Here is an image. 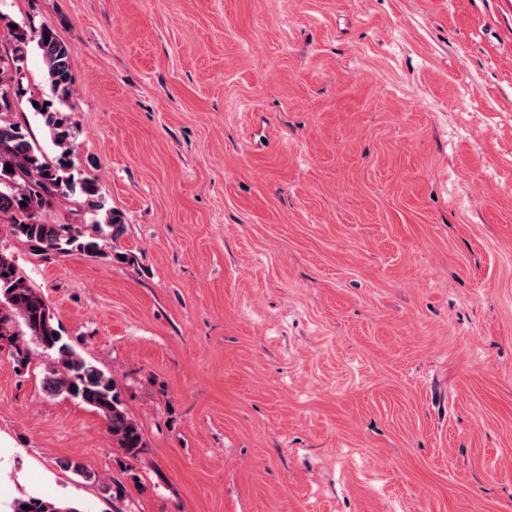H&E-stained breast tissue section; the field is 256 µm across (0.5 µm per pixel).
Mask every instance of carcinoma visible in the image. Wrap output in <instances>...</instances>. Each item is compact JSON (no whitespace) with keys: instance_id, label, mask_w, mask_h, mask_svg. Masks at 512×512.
Here are the masks:
<instances>
[{"instance_id":"obj_1","label":"carcinoma","mask_w":512,"mask_h":512,"mask_svg":"<svg viewBox=\"0 0 512 512\" xmlns=\"http://www.w3.org/2000/svg\"><path fill=\"white\" fill-rule=\"evenodd\" d=\"M9 43L0 46V102L8 96L26 98L27 108L38 116L59 152L49 157L31 139L27 124L0 114V215L9 221L12 236L41 255L80 254L97 257L125 232L120 212L105 208L97 181L74 172L70 154L73 126L64 106L73 93L72 65L67 45L48 25L10 30ZM34 43L46 67L49 93L28 96L15 75L22 70L29 43ZM12 171H6V166ZM80 195L104 212L99 234L86 233L83 224H50L41 210L56 195ZM6 351L15 368H27L33 352L49 360L42 380L50 397L74 399L92 408L106 422L113 447L135 458L146 447L143 430L123 406L114 377L79 353L63 335L44 297L27 282L14 258L0 251V351ZM9 512H80L69 501L28 496L17 498Z\"/></svg>"}]
</instances>
